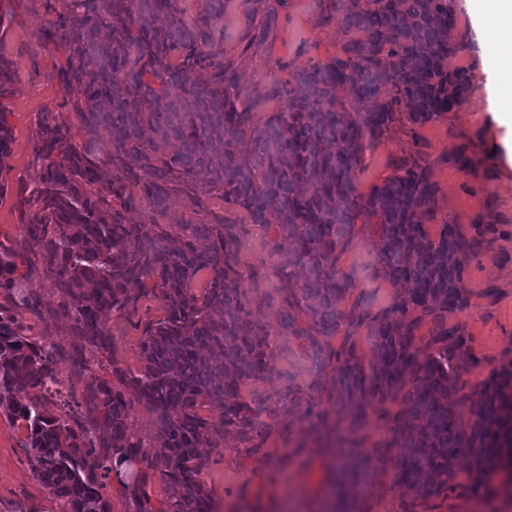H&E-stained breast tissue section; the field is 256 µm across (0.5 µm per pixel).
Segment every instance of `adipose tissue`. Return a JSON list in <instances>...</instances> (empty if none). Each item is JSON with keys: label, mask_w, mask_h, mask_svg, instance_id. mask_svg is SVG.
I'll return each mask as SVG.
<instances>
[{"label": "adipose tissue", "mask_w": 512, "mask_h": 512, "mask_svg": "<svg viewBox=\"0 0 512 512\" xmlns=\"http://www.w3.org/2000/svg\"><path fill=\"white\" fill-rule=\"evenodd\" d=\"M463 7L471 21L490 23L482 39L488 65L496 77L492 105L501 109L504 95L512 94V0H463Z\"/></svg>", "instance_id": "ef3b65f1"}]
</instances>
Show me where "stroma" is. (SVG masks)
Segmentation results:
<instances>
[{
  "label": "stroma",
  "instance_id": "stroma-1",
  "mask_svg": "<svg viewBox=\"0 0 512 512\" xmlns=\"http://www.w3.org/2000/svg\"><path fill=\"white\" fill-rule=\"evenodd\" d=\"M62 9V0H0V56L10 63V79L0 95V123L8 132L9 156L0 169V250L16 255L30 252L27 216L21 201L41 184L36 147L43 117L51 115L67 126L79 146L101 141L102 133L88 129L77 115L85 101L67 85L61 71L71 51L67 45L47 42L42 32ZM454 38L459 45L450 67L466 69L468 100L456 111L422 127L394 126L381 142L363 155L357 171L359 193L392 176L397 161L420 154L431 164L439 187L438 204L426 227L438 237L444 223L458 225L476 249L462 259L467 307L450 318L460 325L468 343L459 356L462 368L453 379L455 397L464 418H473L481 404L480 384L492 370L512 365V160L501 140L506 129L488 110L489 69L475 38L469 16L455 9ZM342 33L336 24H324L319 0H224V18L214 34V49L235 78L232 99L247 107L255 121H265L284 104L276 92L287 77V67L304 68L339 52ZM191 189L171 192L165 214L146 203L128 208L129 224H159L179 232L187 223L220 217L238 226L235 244L238 267L253 318L268 334L267 369L259 378L244 381L240 396L263 409L252 443L241 441L234 429L214 436L203 447L208 466L202 475L213 498L215 512H285L287 494H294L298 512H325L331 502L336 474L321 448L344 432L353 454L372 459L371 477L343 487L354 512H512V463L504 462L480 491H472L468 456L460 454L456 473L444 493L424 500L395 479L400 449L391 447L393 429L414 383L386 401H372L365 423L344 424L336 389L335 359L318 351L304 336L288 333L282 314L288 295L297 287L286 277L273 231L250 223L243 209L226 206L218 195L190 200ZM356 234L337 263L339 277L353 287L339 302L346 316H376L389 307L398 292L381 272L379 227L356 224ZM26 288L39 305L38 312L14 305L0 290V306L18 321L33 325L55 348L56 370L63 390L50 404L55 415L74 412L85 424L95 413L86 399L90 379L89 347L77 335L61 305L55 275L35 262ZM160 294L142 298L129 313L106 312L102 323L111 337V359L127 372L141 368V324L165 314ZM369 322L340 324L328 337L330 350L346 349L372 372L374 340ZM128 432L149 453L159 452L157 416L134 391ZM23 428L0 414V512H59L55 501L35 481L21 446Z\"/></svg>",
  "mask_w": 512,
  "mask_h": 512
}]
</instances>
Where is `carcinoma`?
<instances>
[{
    "label": "carcinoma",
    "mask_w": 512,
    "mask_h": 512,
    "mask_svg": "<svg viewBox=\"0 0 512 512\" xmlns=\"http://www.w3.org/2000/svg\"><path fill=\"white\" fill-rule=\"evenodd\" d=\"M327 0L325 21L343 32L341 53L323 63L288 71L283 109L263 125L239 111L226 83L232 81L214 51V30L224 18V0H208L187 22L177 0H68L45 35L80 57L63 79L87 102L81 121L103 132L114 178L99 182L91 149L78 148L67 129L45 118L37 152L44 162L42 187L30 199L27 225L32 248L55 272L62 305L80 300L74 328L90 346L99 373L87 393L102 413L111 452L100 456L89 433L70 419L53 416L44 405L61 393L51 350L31 336L32 325L0 307V406L24 427L22 446L34 478L62 503L61 512H110L103 494L114 470H133L125 485L136 512H214L201 482L206 459L199 448L216 426L200 409L218 406L222 424L249 442L260 408L240 400L239 384L265 368L266 333L247 308L244 276L236 268V225L186 224L173 235L158 224H127L122 210L134 203L127 186L141 188L142 200L161 213L169 185L191 182L195 192L220 191L224 202L246 210L251 223H275L279 249L290 267L306 277L295 304L312 316L303 328L286 312L284 327L309 337L333 335L343 316L337 305L354 284L337 278L336 263L355 235L357 220L380 224V256L385 275L408 288L371 318L376 367L366 376L353 357L336 351V383L341 407L355 425L366 416L369 398L384 399L415 376L391 447L404 449L398 483L416 497L437 495L439 478L451 477L461 449L470 453L473 483L485 486L506 456H512V368L492 373L482 384L483 404L463 420L454 399L456 353L466 344L448 318L468 303L460 257L474 242L455 224L429 235L424 217L437 206V186L420 156L402 160L400 174L358 193L356 171L364 150L403 121L424 126L467 102L464 68L448 67L458 52L455 18L448 0ZM209 68L199 82L197 68ZM347 87L351 112L336 96ZM152 136L142 144L145 130ZM250 138L258 148L240 150ZM180 149L169 153L172 141ZM134 155L139 169L126 166ZM15 256L0 257V288L23 295ZM201 272L210 274L202 296L191 292ZM160 292L165 316L144 325L142 369L128 376L112 365L103 311H122ZM419 316L406 321L409 314ZM431 323L426 347L412 336L424 319ZM109 372L114 380L107 379ZM132 385L156 413L168 452L152 455L127 434ZM159 472L166 499L152 503L145 489L149 472ZM341 478H366L364 462L344 457Z\"/></svg>",
    "instance_id": "cac0c4a2"
}]
</instances>
